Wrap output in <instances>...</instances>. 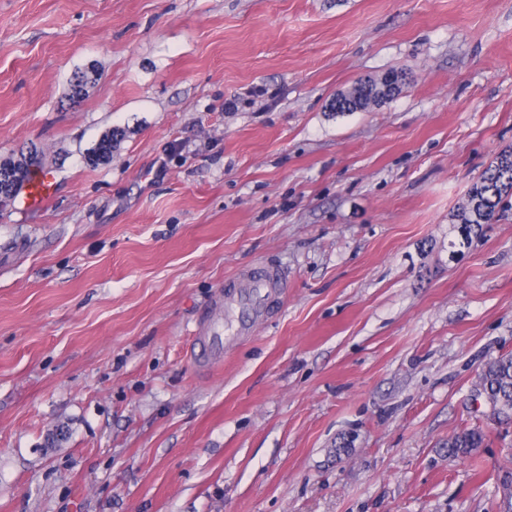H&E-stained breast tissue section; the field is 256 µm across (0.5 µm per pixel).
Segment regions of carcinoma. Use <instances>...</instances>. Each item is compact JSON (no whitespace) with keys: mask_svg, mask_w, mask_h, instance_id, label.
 Instances as JSON below:
<instances>
[{"mask_svg":"<svg viewBox=\"0 0 512 512\" xmlns=\"http://www.w3.org/2000/svg\"><path fill=\"white\" fill-rule=\"evenodd\" d=\"M94 67L75 72L69 82L68 100L80 101L87 87L93 82ZM402 82L395 73H388L379 79H362L350 88L336 94L331 102V111L338 114L367 111L401 91ZM124 134L117 128L106 131L95 147L87 153V163L93 167L112 161V152L123 139ZM12 168V177L19 185L31 181L32 173L43 167L38 154L20 155L0 160V165ZM512 197V150L502 151L481 173L473 184L467 202L457 214L460 227V245L466 246L472 234L485 224H491L503 202ZM451 243V246L458 245ZM476 394L490 403L500 420L512 419V353L501 355L487 362L478 374ZM484 433L473 427L448 438V455L465 456L482 447Z\"/></svg>","mask_w":512,"mask_h":512,"instance_id":"1","label":"carcinoma"}]
</instances>
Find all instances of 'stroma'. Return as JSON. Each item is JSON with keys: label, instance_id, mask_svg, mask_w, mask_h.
<instances>
[{"label": "stroma", "instance_id": "35a3bbf8", "mask_svg": "<svg viewBox=\"0 0 512 512\" xmlns=\"http://www.w3.org/2000/svg\"><path fill=\"white\" fill-rule=\"evenodd\" d=\"M510 147L512 0H0V159L49 175L0 208V512H503L473 387L512 353V208L449 244ZM258 261L283 307L201 370ZM94 67H88L85 71L79 70L75 72L69 82L68 100L71 103H77L86 94L87 87L93 82ZM75 81H77L75 83ZM402 82L395 73H388L380 79H362L346 91L336 94L331 102V111L336 114L367 111L401 91ZM123 137V131L117 128H111L106 131L96 143L95 147L87 153V163L93 167L110 163L112 160V152L117 148ZM12 167V182H18L19 187L29 183L32 178V173L35 169L43 168L42 158L37 153L30 152L29 155L21 154L18 157H9L0 160V166ZM483 442L484 433L479 427L464 429L448 439V454L456 457L466 456L482 447Z\"/></svg>", "mask_w": 512, "mask_h": 512}]
</instances>
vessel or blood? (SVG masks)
<instances>
[{
    "instance_id": "obj_1",
    "label": "vessel or blood",
    "mask_w": 512,
    "mask_h": 512,
    "mask_svg": "<svg viewBox=\"0 0 512 512\" xmlns=\"http://www.w3.org/2000/svg\"><path fill=\"white\" fill-rule=\"evenodd\" d=\"M287 291L285 272L267 262L253 264L226 280L215 312L207 313L203 321L201 350L208 353L210 363L219 362L231 342L255 335L277 312Z\"/></svg>"
}]
</instances>
